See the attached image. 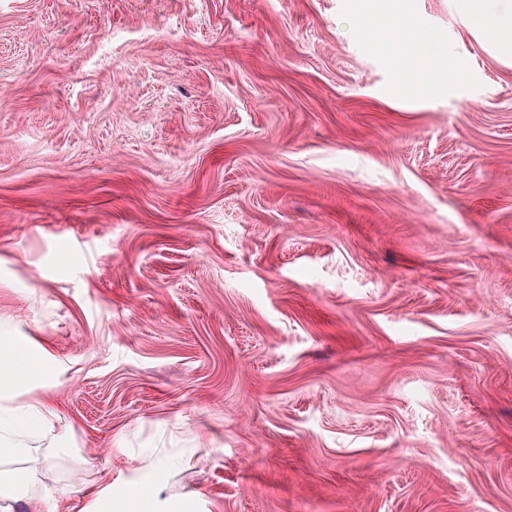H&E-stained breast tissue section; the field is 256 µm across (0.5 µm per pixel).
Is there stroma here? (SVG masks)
<instances>
[{
    "label": "stroma",
    "mask_w": 512,
    "mask_h": 512,
    "mask_svg": "<svg viewBox=\"0 0 512 512\" xmlns=\"http://www.w3.org/2000/svg\"><path fill=\"white\" fill-rule=\"evenodd\" d=\"M359 3L0 0V317L71 436L14 467L54 512L135 473L155 512H512V57L409 0L426 75Z\"/></svg>",
    "instance_id": "1"
}]
</instances>
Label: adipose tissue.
<instances>
[{
  "label": "adipose tissue",
  "mask_w": 512,
  "mask_h": 512,
  "mask_svg": "<svg viewBox=\"0 0 512 512\" xmlns=\"http://www.w3.org/2000/svg\"><path fill=\"white\" fill-rule=\"evenodd\" d=\"M467 12L482 17L483 30L491 44L512 50V0H464ZM48 356L35 350L30 365H22L15 348L0 352V512H13L16 499H23L26 512H47L52 491L16 495L6 482L14 458L26 454L39 442L52 448L68 444L57 409L47 397L32 389L43 380Z\"/></svg>",
  "instance_id": "obj_1"
}]
</instances>
